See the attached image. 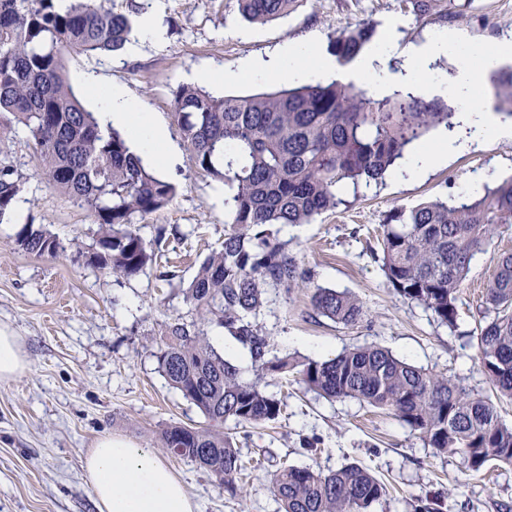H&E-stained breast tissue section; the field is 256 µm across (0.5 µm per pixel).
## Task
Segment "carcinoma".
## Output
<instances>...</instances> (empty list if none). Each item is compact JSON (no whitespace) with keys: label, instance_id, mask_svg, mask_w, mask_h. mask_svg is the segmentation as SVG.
<instances>
[{"label":"carcinoma","instance_id":"cac0c4a2","mask_svg":"<svg viewBox=\"0 0 512 512\" xmlns=\"http://www.w3.org/2000/svg\"><path fill=\"white\" fill-rule=\"evenodd\" d=\"M297 0H237L243 18L264 24L289 13ZM0 0V128L23 125L48 183L86 208L98 225L88 263L131 278L155 259L136 218L167 206L176 185L149 171L127 140L103 132L67 82L64 58L123 49L143 7L128 0ZM375 29L368 23L336 30L331 51L345 65L360 55ZM496 107L512 115V68L492 72ZM172 117L196 167L234 189L224 201L231 227L223 250L207 257L184 289L198 321L167 325L158 348L159 369L170 387L195 405L205 424L171 423L162 447L201 468L224 490H240L246 463L228 422L261 425L281 416L284 402L267 392V374H296L306 389L329 399L358 400L388 409L437 454L453 453L479 471L493 462L512 465V426L484 398L442 373L417 367L378 345L346 349L326 360L267 359L268 340L251 316L266 288L307 287L296 256L270 230L308 224L347 204L339 188L358 193L400 167L408 149L425 143L437 126H463L442 99L396 90L375 98L337 80L246 96L216 97L180 85ZM22 177L0 162V223L10 220ZM512 224V179L463 201H431L395 208L382 224V271L402 298L423 305L452 328L457 294L470 263L498 228ZM17 248L38 256L64 251L48 231L27 222L14 235ZM488 321L477 336L478 364L512 398V252L500 255L484 293ZM314 309L345 325L360 321L362 304L345 291L318 288ZM224 329L250 356L255 379L207 341L203 326ZM280 512H370L385 501L386 485L367 468L348 463L334 471L284 465L272 476ZM444 494L417 499L415 512H442Z\"/></svg>","mask_w":512,"mask_h":512}]
</instances>
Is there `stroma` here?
Segmentation results:
<instances>
[{
    "instance_id": "1",
    "label": "stroma",
    "mask_w": 512,
    "mask_h": 512,
    "mask_svg": "<svg viewBox=\"0 0 512 512\" xmlns=\"http://www.w3.org/2000/svg\"><path fill=\"white\" fill-rule=\"evenodd\" d=\"M145 16L162 30L158 42L113 55L74 54L66 77L87 110L89 81L124 88L140 109L167 130L163 165L149 170L177 185L174 199L143 217L142 236L156 242V266L132 278L88 265L97 227L90 214L53 189L40 171L24 126H13L5 144L24 177L19 209L0 224V328L19 336L26 370L0 382V512H96L83 469L101 437L127 438L156 450L183 481L199 512H279L269 475L288 463L324 472L358 463L385 483L389 494L375 512H412V498L446 491L444 512H505L512 507V465L468 470L459 456L434 455L393 415L355 400L329 401L281 376L267 392L287 408L272 424L238 433L243 458L264 456L249 473L246 496H231L195 463L174 457L159 440L168 424H200L199 410L171 388L158 369V344L173 319L195 315L179 289L200 263L220 252L229 220L223 182L199 172L174 123L173 92L201 69L238 70L274 57L281 45L318 34L322 47L346 23L395 27L401 47L448 30L469 44L489 47L512 39V0H442L447 18L419 19L402 0H298L294 9L264 24L244 19L236 0H142ZM372 39V46L380 41ZM487 172L495 182L512 177V140L471 146L416 178L393 174L345 192L349 205L311 223L277 226L311 278L307 288H269L255 322L273 357L323 360L353 346L377 344L424 369L447 374L487 397L512 426V400L500 396L478 366L477 335L484 320L482 293L499 255L512 251V225H502L471 264L457 294V325L441 324L420 304L400 297L381 270L379 226L394 208L429 200L460 199L470 176ZM33 220L64 247L57 256L26 253L13 244L21 223ZM165 228L156 241V228ZM175 273L174 281L161 272ZM346 291L363 305L359 323L344 325L319 315L314 287Z\"/></svg>"
}]
</instances>
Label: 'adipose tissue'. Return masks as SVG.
<instances>
[{
    "mask_svg": "<svg viewBox=\"0 0 512 512\" xmlns=\"http://www.w3.org/2000/svg\"><path fill=\"white\" fill-rule=\"evenodd\" d=\"M456 34L438 35L419 46L400 50L394 30H386L379 52L363 56L350 69L341 71L334 58L326 55L315 42L289 44L280 51L281 58L302 61V75L338 79L382 97L392 86L422 95L437 92L453 98L472 135L456 139L438 138L432 146L417 151L407 165L410 175L444 163L466 138L484 142L512 137V122L504 121L486 110L481 103L485 78L504 59L512 58V39H504L490 48H470L452 83L438 85L431 79V63L459 45ZM405 57V71L390 73L387 61L396 53ZM98 105L97 120L102 129L125 126L137 146L138 154L163 160L167 134L153 115L139 111L135 101L118 87L90 85ZM84 472L91 487L97 512H197L195 501L183 483L161 461L158 454L136 442L105 436L100 438L85 458Z\"/></svg>",
    "mask_w": 512,
    "mask_h": 512,
    "instance_id": "adipose-tissue-1",
    "label": "adipose tissue"
}]
</instances>
